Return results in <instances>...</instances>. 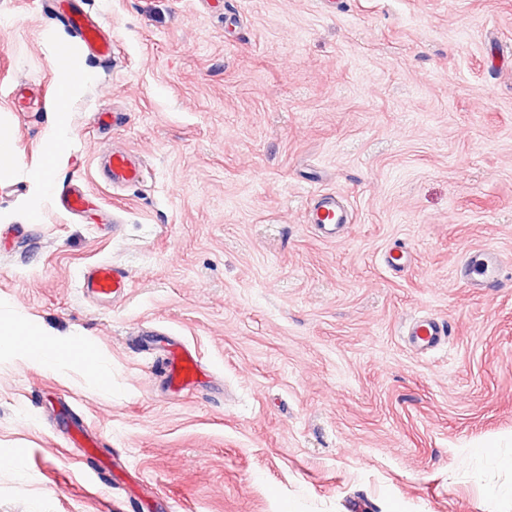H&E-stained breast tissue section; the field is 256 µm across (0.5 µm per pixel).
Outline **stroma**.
Listing matches in <instances>:
<instances>
[{
    "mask_svg": "<svg viewBox=\"0 0 512 512\" xmlns=\"http://www.w3.org/2000/svg\"><path fill=\"white\" fill-rule=\"evenodd\" d=\"M87 3L110 64L44 0H0V309L109 369L0 352V454L21 462L0 512H512L491 497L512 488V0ZM108 144L138 185L102 179ZM69 184L81 215L56 204ZM318 193L348 210L331 240ZM478 249L504 261L489 288L462 272ZM105 261L132 276L113 302L79 288ZM419 316L447 340L409 347ZM147 332L198 353L197 389L168 391Z\"/></svg>",
    "mask_w": 512,
    "mask_h": 512,
    "instance_id": "35a3bbf8",
    "label": "stroma"
}]
</instances>
